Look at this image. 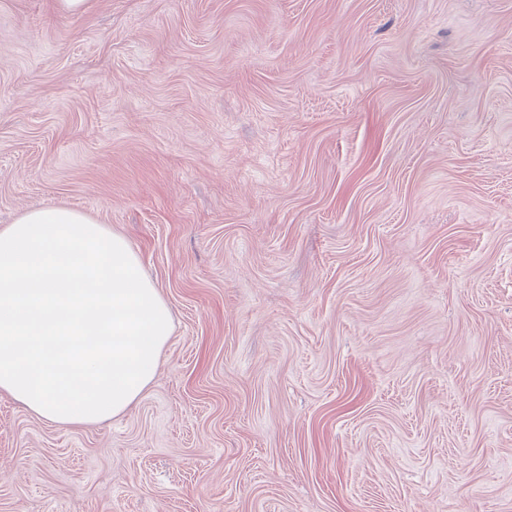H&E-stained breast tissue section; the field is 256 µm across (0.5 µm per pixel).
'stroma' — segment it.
I'll list each match as a JSON object with an SVG mask.
<instances>
[{
	"instance_id": "obj_1",
	"label": "stroma",
	"mask_w": 512,
	"mask_h": 512,
	"mask_svg": "<svg viewBox=\"0 0 512 512\" xmlns=\"http://www.w3.org/2000/svg\"><path fill=\"white\" fill-rule=\"evenodd\" d=\"M124 236L122 415L0 393V512H512V0H0V229Z\"/></svg>"
}]
</instances>
